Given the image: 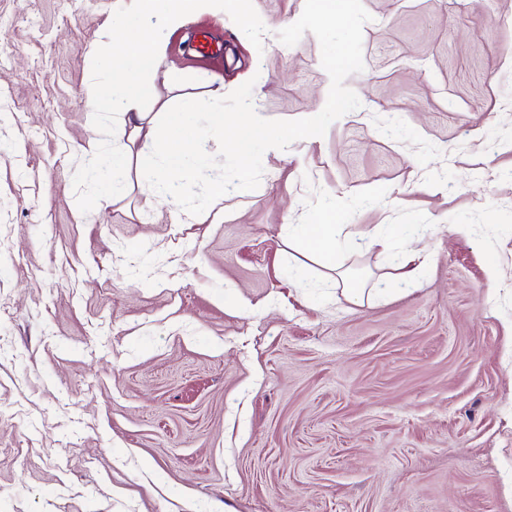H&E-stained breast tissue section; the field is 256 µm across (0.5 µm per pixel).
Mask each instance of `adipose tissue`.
Instances as JSON below:
<instances>
[{
	"label": "adipose tissue",
	"instance_id": "ef3b65f1",
	"mask_svg": "<svg viewBox=\"0 0 512 512\" xmlns=\"http://www.w3.org/2000/svg\"><path fill=\"white\" fill-rule=\"evenodd\" d=\"M123 9L113 19L108 34L106 68L108 79L93 89V109L97 112H118L120 125L118 135L137 137L145 135L146 141L133 161L144 169L163 168L168 176L177 175L185 179L193 178L203 168L213 164L209 155L192 156L190 145L194 139V129L187 120L194 111L193 100H183L179 111L166 115L168 127L176 129V136L164 139L149 113L144 112L143 103L152 97L153 90L142 81V73L156 68L163 57L164 45L155 37L135 32L138 19L157 15L162 27L176 29L189 18L202 12L222 7L241 8V0H167L163 11H156L157 0H122ZM165 181L159 182L160 196H168L169 187ZM324 221L320 224H296L292 230L307 251L328 266H335L338 250L360 251L364 243L358 236L348 234L337 237L332 225L333 211L330 207L321 210Z\"/></svg>",
	"mask_w": 512,
	"mask_h": 512
}]
</instances>
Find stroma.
Returning <instances> with one entry per match:
<instances>
[{"instance_id": "obj_1", "label": "stroma", "mask_w": 512, "mask_h": 512, "mask_svg": "<svg viewBox=\"0 0 512 512\" xmlns=\"http://www.w3.org/2000/svg\"><path fill=\"white\" fill-rule=\"evenodd\" d=\"M362 3L360 108L191 215L152 171L80 175L120 0H0V512H512V0ZM303 8L143 18L145 111L250 81L317 115V38L276 37ZM326 201L362 301L288 236ZM419 259L418 253L415 249H406L402 252L400 260L396 266L397 273L395 279L398 283H410L416 274L417 264L415 262Z\"/></svg>"}]
</instances>
